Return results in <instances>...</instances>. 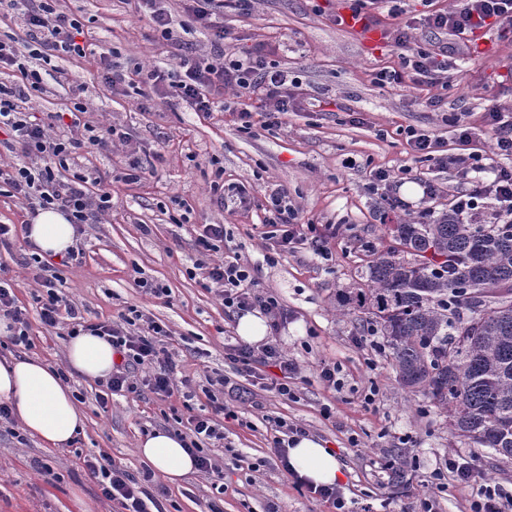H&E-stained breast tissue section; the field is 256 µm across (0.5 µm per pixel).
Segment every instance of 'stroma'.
I'll return each mask as SVG.
<instances>
[{
  "label": "stroma",
  "mask_w": 512,
  "mask_h": 512,
  "mask_svg": "<svg viewBox=\"0 0 512 512\" xmlns=\"http://www.w3.org/2000/svg\"><path fill=\"white\" fill-rule=\"evenodd\" d=\"M351 3L255 0L249 14L225 11L227 46L266 49L298 83L294 110L277 128L265 126L259 101L251 130L240 131L229 90L225 110L203 117L152 92L144 98L113 93L99 76L97 58L60 63L86 86L91 121L129 132L147 169L141 182L122 181L126 157L118 143L80 160L112 193L111 212L102 223L84 225L79 235L80 261L60 269L66 293L85 306L88 318L115 321L127 306H138L169 327V346L194 384L207 373L232 375L224 344L235 335L239 317L205 288L202 275L188 273L204 224L223 225L221 256L241 257L254 269L260 289L288 310L278 336L301 369L294 398L251 387L235 404L237 420L225 422L223 441L207 449L223 470V482L197 472L167 486L165 512H208L213 503L223 512H265L270 505L277 512H335L297 486L271 453L278 419L303 426L335 453L343 470L344 512H471L476 491L449 472L452 456L476 458L488 485L500 491V512H512V459L452 436L444 413L426 395L398 384L388 349L360 343L368 330L362 314L336 302L338 292L367 288V265L395 244L379 221V197L367 190L372 172L395 175L411 168L413 177L438 186L431 203L438 210L463 187L455 170L415 159L408 130L437 137L449 153L474 151L484 164H502L490 135L465 144L457 126L482 127L493 106L512 110V34L484 28L453 40L447 87H416L408 80L381 86L375 73L401 66L400 51L384 40L383 29L408 25L412 46L433 44L420 23L424 6L421 0H381L375 11L381 27L366 34L336 22ZM66 4L82 16L87 41L113 49L122 64L164 67L181 55L177 44L162 40L135 11L132 0ZM432 97L444 99L445 111L428 107ZM453 115L458 124L450 123ZM218 177L228 187L245 185L250 207L217 204L210 185ZM274 191L285 192L304 219L329 236L330 258L299 241L268 262L263 205ZM141 279L168 287L170 298L145 295L137 285ZM29 335L26 346L0 342V357H37L65 368V331L35 320ZM324 364L335 366L337 389L320 381ZM67 382L87 416L84 434L62 449L44 447L31 436L20 442L0 435V512H77V490L96 503V512H115L86 470L84 456L103 451L142 475L139 438L157 428L183 432L189 413L213 412L201 393L188 403L178 395L160 401L130 393L103 408L96 400L100 384L75 376ZM398 455L408 465L397 483L386 464ZM44 464L52 478L41 474Z\"/></svg>",
  "instance_id": "stroma-1"
}]
</instances>
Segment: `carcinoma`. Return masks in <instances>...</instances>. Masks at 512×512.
<instances>
[{"instance_id":"cac0c4a2","label":"carcinoma","mask_w":512,"mask_h":512,"mask_svg":"<svg viewBox=\"0 0 512 512\" xmlns=\"http://www.w3.org/2000/svg\"><path fill=\"white\" fill-rule=\"evenodd\" d=\"M367 265L370 288L339 296L383 336L399 384L429 395L452 432L512 458V308L464 315L467 291L512 296V223L394 224Z\"/></svg>"}]
</instances>
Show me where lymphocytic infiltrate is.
<instances>
[{
    "instance_id": "f902f5d3",
    "label": "lymphocytic infiltrate",
    "mask_w": 512,
    "mask_h": 512,
    "mask_svg": "<svg viewBox=\"0 0 512 512\" xmlns=\"http://www.w3.org/2000/svg\"><path fill=\"white\" fill-rule=\"evenodd\" d=\"M137 2L145 7L150 23L163 40L178 41L185 35L200 34L209 39L213 54L201 57L188 47L174 68L146 70L139 65L127 69L114 63L112 50L105 49L99 54V62L102 78L109 87L124 93L143 85L166 99L186 102L194 112L206 114L216 110L217 96L231 87L241 101L238 117L242 130L251 128L247 102L255 95L262 96L268 104L267 125H281L294 100L287 70L269 61L267 53L260 48L241 59L224 55L225 32L220 15L227 10L249 11L253 0H186V18L180 22L174 21L164 0ZM5 12L13 14L24 35L0 38V73L9 70L15 75L14 80L0 82V144L12 154L11 160L0 163V189L29 210L57 209L76 225L101 223L112 208V194L96 188L93 178L80 168L77 159L86 148L105 149L112 142H121L128 148L122 178L137 183L145 173L138 147L127 133L115 126L90 123L89 108L83 98L85 86L79 80H71L67 110L55 113L52 122L36 118L34 105L35 98L46 91L45 74L55 71L58 60L86 57L89 45L81 40L84 24L80 16L62 8L61 0H0V14ZM422 24L431 35L446 34L462 39L490 24L512 26V0H462L456 9L427 12ZM390 38L405 51L402 67L379 70L375 75L377 84H398L406 76L415 83L447 84V59L428 50L410 49L405 29L392 31ZM409 142L414 155L433 161L438 168L454 169L465 179L466 189L452 203L457 215L479 214L487 224H498L512 217L511 166L487 167L473 153L445 154L441 141L415 130L410 131ZM401 185V179L387 171L373 174L369 189L383 203L381 223L411 213L417 214L420 223H434V210L428 205L414 209L412 203L401 197ZM302 220L300 210L290 204L284 192L270 194L264 220L270 228L269 251L279 254L287 251L293 242L304 240L314 252L327 256L325 237L303 233ZM223 241V225H204L195 239L198 257L194 268L203 271L207 288L214 290L226 308L238 313L257 310L264 314L273 335L258 346L242 341L225 344L224 354L233 363L234 374L208 378L203 392L213 399L214 414L187 420L182 439L195 459L196 468L207 476L218 474L220 468L204 446L223 440L224 427L219 419L234 415L223 399L236 397L239 378H251L254 384L288 398L294 394L292 379L300 375L298 363L288 358L274 335L288 318L283 304L259 289L251 268L239 258L208 262V254L218 251ZM19 262L45 290L44 296L38 299V317L43 325L65 330L71 336L90 331L111 342L119 361L97 398L99 405H107L112 395L144 389L163 400L181 387L185 399L193 398L190 379L176 377L175 355L163 342L168 334L164 325L134 306L129 307L120 321L91 322L85 318L82 308L60 289L61 277L52 264L33 253L21 254ZM84 464L96 479L102 496L117 503L120 512H156L160 508L158 496L147 487L152 473L135 477L105 453L85 456ZM448 469L461 482L476 484L473 512H499L498 490L482 483L472 461L452 458Z\"/></svg>"
}]
</instances>
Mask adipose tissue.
Here are the masks:
<instances>
[{
  "label": "adipose tissue",
  "instance_id": "obj_1",
  "mask_svg": "<svg viewBox=\"0 0 512 512\" xmlns=\"http://www.w3.org/2000/svg\"><path fill=\"white\" fill-rule=\"evenodd\" d=\"M28 239L37 253L55 255L74 246L76 230L60 210L44 209L32 218ZM113 361L112 345L105 338L84 333L67 344L68 368L83 379L110 376ZM0 400L11 404L24 431L48 448L70 446L86 428V415L70 386L56 368L38 358H0ZM136 453L154 473L174 485L195 469L182 439L165 429L141 437ZM288 464L302 481L316 487L336 485L342 476L336 456L310 435L297 437L289 445Z\"/></svg>",
  "mask_w": 512,
  "mask_h": 512
}]
</instances>
